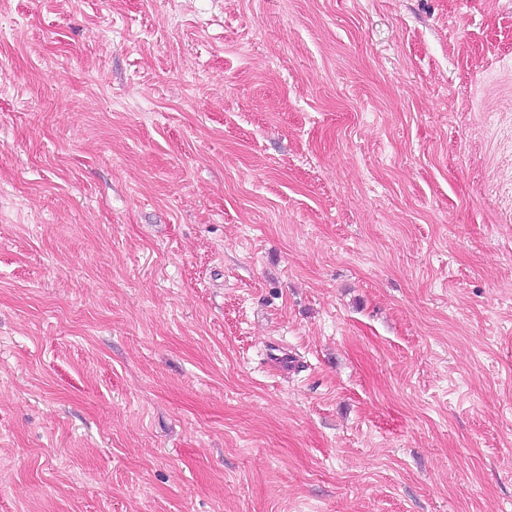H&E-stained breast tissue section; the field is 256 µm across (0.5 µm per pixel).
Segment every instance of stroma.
I'll list each match as a JSON object with an SVG mask.
<instances>
[{
    "label": "stroma",
    "mask_w": 512,
    "mask_h": 512,
    "mask_svg": "<svg viewBox=\"0 0 512 512\" xmlns=\"http://www.w3.org/2000/svg\"><path fill=\"white\" fill-rule=\"evenodd\" d=\"M0 512H512V0H0Z\"/></svg>",
    "instance_id": "35a3bbf8"
}]
</instances>
